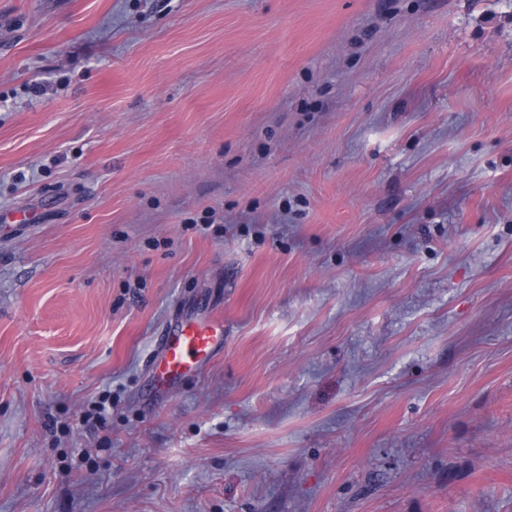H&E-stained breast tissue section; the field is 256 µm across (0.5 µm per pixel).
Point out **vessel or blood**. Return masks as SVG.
<instances>
[{
  "label": "vessel or blood",
  "mask_w": 512,
  "mask_h": 512,
  "mask_svg": "<svg viewBox=\"0 0 512 512\" xmlns=\"http://www.w3.org/2000/svg\"><path fill=\"white\" fill-rule=\"evenodd\" d=\"M223 345V320L187 318L171 324L160 345L154 389H177L186 376L200 373Z\"/></svg>",
  "instance_id": "1"
}]
</instances>
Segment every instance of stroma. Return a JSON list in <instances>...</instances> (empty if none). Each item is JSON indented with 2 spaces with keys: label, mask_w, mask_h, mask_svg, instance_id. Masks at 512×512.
Wrapping results in <instances>:
<instances>
[{
  "label": "stroma",
  "mask_w": 512,
  "mask_h": 512,
  "mask_svg": "<svg viewBox=\"0 0 512 512\" xmlns=\"http://www.w3.org/2000/svg\"><path fill=\"white\" fill-rule=\"evenodd\" d=\"M0 512H512V0H0ZM223 346V320L187 318L176 321L162 339L153 388L161 393L177 389L186 376L200 373Z\"/></svg>",
  "instance_id": "35a3bbf8"
}]
</instances>
